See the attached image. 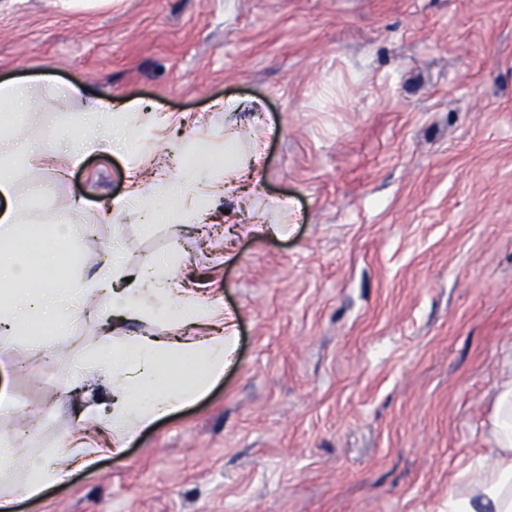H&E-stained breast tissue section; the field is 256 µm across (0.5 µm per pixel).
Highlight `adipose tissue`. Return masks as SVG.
<instances>
[{
    "instance_id": "ef3b65f1",
    "label": "adipose tissue",
    "mask_w": 512,
    "mask_h": 512,
    "mask_svg": "<svg viewBox=\"0 0 512 512\" xmlns=\"http://www.w3.org/2000/svg\"><path fill=\"white\" fill-rule=\"evenodd\" d=\"M56 98L83 100L78 122L85 133L67 139L63 150L52 159L62 168L78 165L92 151H121L135 155L145 144L143 130H130L118 122V115L137 112L136 104L113 108L111 101L85 99L78 85L55 88ZM8 150L13 160L25 167L46 163L37 142L12 137ZM239 163L225 167L223 180H215L210 169L188 165L157 188L138 184L126 197L112 200L98 213L99 218L120 217L129 212H151L177 224H193L200 211L184 203L187 188L204 186L233 190L247 175ZM29 202L17 195L10 177L0 178V352L32 324L53 326L60 335L83 314L86 299L98 298L103 311L123 321L155 322L178 330L215 319L208 303L179 291L174 283L172 261L156 260L151 267L129 274L122 259V243L113 240L96 273L89 278L67 274L57 267L51 280L38 285L27 282V261L18 243L32 235L26 223ZM220 336H203L192 341L167 336H120L98 331L86 345L79 363L70 372L74 384L105 383L108 389L104 410H90L78 419L77 429L67 447L54 449L46 461H34L19 438L0 432V474L21 471L26 475L21 494L37 495L45 486L64 480L74 467L91 464L95 454L92 433L112 440L120 451L142 429L161 417L191 403L207 392L224 374L234 352L231 316H224ZM494 462L466 465L448 487V512H512V381L503 384L496 396L492 422Z\"/></svg>"
}]
</instances>
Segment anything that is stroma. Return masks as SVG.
Returning <instances> with one entry per match:
<instances>
[{
  "label": "stroma",
  "mask_w": 512,
  "mask_h": 512,
  "mask_svg": "<svg viewBox=\"0 0 512 512\" xmlns=\"http://www.w3.org/2000/svg\"><path fill=\"white\" fill-rule=\"evenodd\" d=\"M0 82L77 84L138 102L137 159L95 153L39 185L31 223L70 212L72 268L176 261L178 284L234 317L232 364L202 397L39 496L0 477L7 512H448L465 464L490 465L512 353V0H0ZM257 144L256 199H202L208 224L120 219L85 231L137 180L172 175L167 143L224 157ZM82 102L44 95L13 131L47 154ZM288 232L255 229L272 202ZM75 323L49 354L0 366L37 458L103 385L72 391Z\"/></svg>",
  "instance_id": "35a3bbf8"
}]
</instances>
